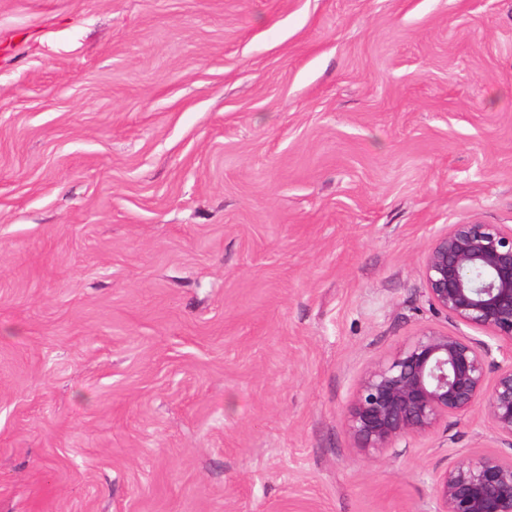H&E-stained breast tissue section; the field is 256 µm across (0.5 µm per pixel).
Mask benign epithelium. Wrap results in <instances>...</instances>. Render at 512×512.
Segmentation results:
<instances>
[{
    "mask_svg": "<svg viewBox=\"0 0 512 512\" xmlns=\"http://www.w3.org/2000/svg\"><path fill=\"white\" fill-rule=\"evenodd\" d=\"M422 275L432 308L484 338L423 327L367 370L346 416L349 432L377 454L477 409L512 446V226L449 225ZM434 497L436 512H512V456L456 459L436 476Z\"/></svg>",
    "mask_w": 512,
    "mask_h": 512,
    "instance_id": "benign-epithelium-1",
    "label": "benign epithelium"
}]
</instances>
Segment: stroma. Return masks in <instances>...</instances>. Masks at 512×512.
Returning <instances> with one entry per match:
<instances>
[{
	"label": "stroma",
	"mask_w": 512,
	"mask_h": 512,
	"mask_svg": "<svg viewBox=\"0 0 512 512\" xmlns=\"http://www.w3.org/2000/svg\"><path fill=\"white\" fill-rule=\"evenodd\" d=\"M471 221L512 0H0V512H434L491 425L345 417Z\"/></svg>",
	"instance_id": "stroma-1"
}]
</instances>
